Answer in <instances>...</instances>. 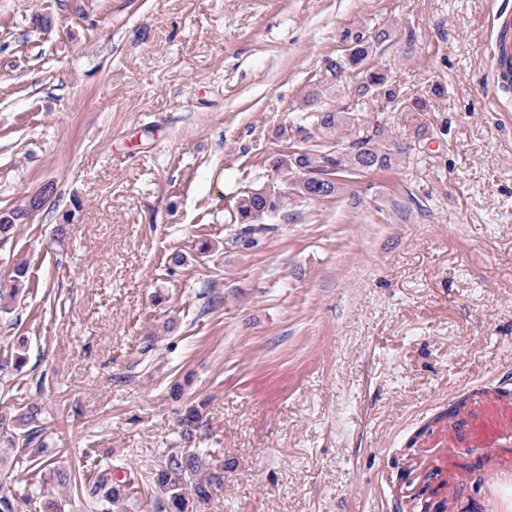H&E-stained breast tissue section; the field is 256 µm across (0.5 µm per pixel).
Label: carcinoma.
<instances>
[{
  "label": "carcinoma",
  "instance_id": "obj_1",
  "mask_svg": "<svg viewBox=\"0 0 512 512\" xmlns=\"http://www.w3.org/2000/svg\"><path fill=\"white\" fill-rule=\"evenodd\" d=\"M392 38V31L378 27L373 31L345 32V53L327 58L323 82L329 87L348 89L355 105L371 99L388 105L401 101L403 90L391 71L372 62L378 50ZM327 90L316 89L305 100L309 114L305 121L323 133L346 128L348 147L334 148L322 143L318 148L296 151L272 161L281 173L282 184L272 187L243 188L234 197L228 221L238 225L241 241L248 246L252 236L267 230L292 199L319 200L335 194L337 180L343 174L388 171L400 151L388 144V132L381 125L364 128L351 122L348 107L344 111L325 107L321 98ZM30 206L0 210V243L13 237L18 225L29 216ZM28 280L24 263L13 266L9 288H0V301L15 298ZM27 353L20 347L0 360V371L20 370ZM205 406L188 405L179 419L178 445L159 457L149 482L158 493L156 512H196L197 504L207 502L212 492L224 486V464L212 459L209 452L196 446L195 434L205 424ZM0 439L12 449L11 466L25 478L18 482L0 481V512H66L65 500L54 489L74 485L75 494L94 512H125L124 505L133 500L141 475L123 470L120 477L112 473V464L88 451L75 467L57 458L56 449L48 447L42 407L36 401L19 403L0 411ZM29 510H23V506Z\"/></svg>",
  "mask_w": 512,
  "mask_h": 512
}]
</instances>
